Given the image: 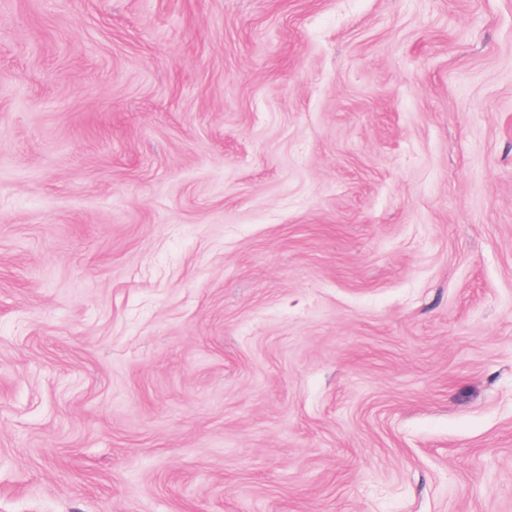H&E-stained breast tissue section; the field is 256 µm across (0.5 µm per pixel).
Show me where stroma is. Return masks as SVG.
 Wrapping results in <instances>:
<instances>
[{"mask_svg": "<svg viewBox=\"0 0 512 512\" xmlns=\"http://www.w3.org/2000/svg\"><path fill=\"white\" fill-rule=\"evenodd\" d=\"M0 512H512V0H0Z\"/></svg>", "mask_w": 512, "mask_h": 512, "instance_id": "1", "label": "stroma"}]
</instances>
